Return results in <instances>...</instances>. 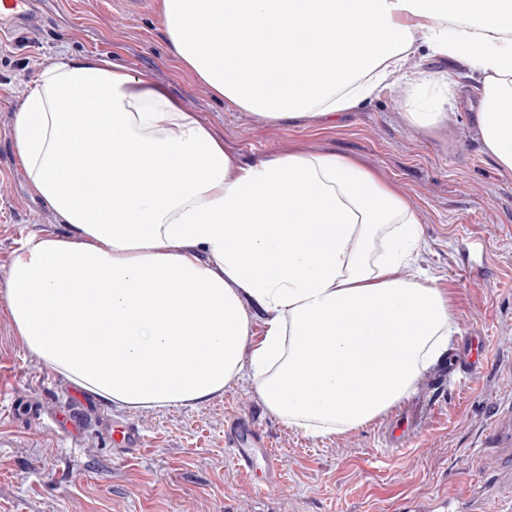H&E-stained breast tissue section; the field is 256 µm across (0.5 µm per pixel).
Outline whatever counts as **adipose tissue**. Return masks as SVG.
Wrapping results in <instances>:
<instances>
[{"instance_id":"adipose-tissue-1","label":"adipose tissue","mask_w":512,"mask_h":512,"mask_svg":"<svg viewBox=\"0 0 512 512\" xmlns=\"http://www.w3.org/2000/svg\"><path fill=\"white\" fill-rule=\"evenodd\" d=\"M356 19L381 37L352 56ZM162 24L181 70L275 123L335 125L408 53H467L483 76L471 119L512 173V0H163ZM431 83L443 95L409 115L424 127L453 78L415 77L416 98ZM14 145L70 231L20 242L0 302L29 351L116 408L194 405L246 378L284 425L326 438L409 398L456 340L451 294L396 275L423 247L416 203L348 157L239 161L105 56L42 68Z\"/></svg>"}]
</instances>
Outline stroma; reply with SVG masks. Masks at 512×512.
Returning <instances> with one entry per match:
<instances>
[{"mask_svg": "<svg viewBox=\"0 0 512 512\" xmlns=\"http://www.w3.org/2000/svg\"><path fill=\"white\" fill-rule=\"evenodd\" d=\"M162 0H40L37 25L0 36V277L19 240L53 237L61 218L30 190L13 142L14 114L40 70L61 55H109L168 87L242 161L293 152L355 158L418 205L424 247L399 277H431L455 302L460 340L485 335L474 382L437 365L417 393L373 424L325 439L289 429L250 382L194 406L116 410L41 363L0 303V512H512V173L486 154L467 98L422 128L400 75L336 126L276 124L228 108L169 56ZM249 421L281 474L235 467L226 431ZM131 430L137 448L114 445Z\"/></svg>", "mask_w": 512, "mask_h": 512, "instance_id": "35a3bbf8", "label": "stroma"}]
</instances>
